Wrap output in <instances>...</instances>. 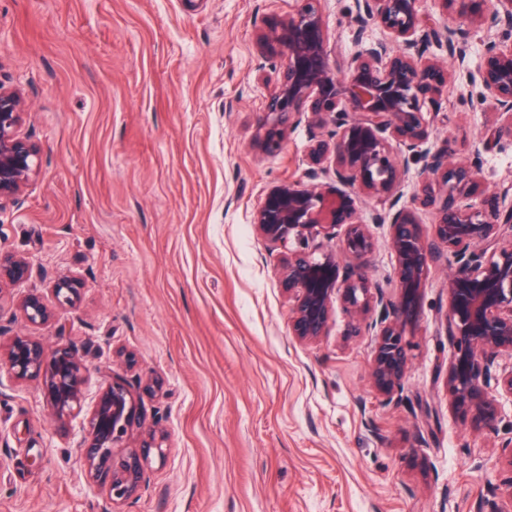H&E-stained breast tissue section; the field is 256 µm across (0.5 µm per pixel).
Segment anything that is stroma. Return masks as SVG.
Listing matches in <instances>:
<instances>
[{"mask_svg":"<svg viewBox=\"0 0 512 512\" xmlns=\"http://www.w3.org/2000/svg\"><path fill=\"white\" fill-rule=\"evenodd\" d=\"M294 5L0 0V83L22 92L21 132L40 151L39 175L0 204V250L44 271L14 294L62 275L82 284L39 327L1 303L0 331L72 341L92 394L111 363L168 446L113 503L86 476L80 421L59 425L38 381L2 378L0 512H473L512 477L499 449L512 397L479 431L435 380L453 352L444 262L406 326L410 403L376 393L371 341L346 335L343 304L317 344L290 335L280 252L253 221L274 188L304 181L309 141L301 126L276 154L256 142L277 73L254 42ZM354 10L328 0L331 53L354 51ZM460 90L449 85L429 145L449 138L469 156L488 114Z\"/></svg>","mask_w":512,"mask_h":512,"instance_id":"35a3bbf8","label":"stroma"}]
</instances>
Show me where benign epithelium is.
Segmentation results:
<instances>
[{"label":"benign epithelium","instance_id":"obj_1","mask_svg":"<svg viewBox=\"0 0 512 512\" xmlns=\"http://www.w3.org/2000/svg\"><path fill=\"white\" fill-rule=\"evenodd\" d=\"M287 16L264 24L258 54L278 68L256 137L263 150L281 149L285 131H308V183L275 188L256 212L254 224L266 241L285 249L284 289L293 301L290 335L313 343L325 335L335 302L350 315L347 335L372 337L371 375L386 400L404 390L410 341L404 327L415 314L430 264L446 253L448 341L452 359L443 381L448 408L478 430L498 421L497 395L512 397V371L496 378L491 368L512 356V181L490 189L474 153L455 160L450 141L425 147L434 110L448 94L454 67L466 70L469 87L461 102L489 104L492 119L480 141L490 149L512 145V0H436L448 15L439 26L421 0H355L356 50L330 62L323 19L325 0H296ZM381 28L388 40L371 42ZM484 35L483 60L466 67L468 38ZM444 48L450 64L430 53ZM25 104L0 84V202L18 195L39 172V148L21 135ZM417 164L410 202H401L410 164ZM378 206L362 213L357 199ZM434 218V235L422 231L421 213ZM371 224L390 227L398 297L370 279L376 248ZM341 241V251L318 239ZM347 258L340 277L339 254ZM43 275L27 257L0 252V300L6 287ZM81 284L56 277L47 295L28 293L14 306L34 326L52 317L51 303L72 305ZM0 368L15 382H41L47 406L61 423L87 413L80 448L87 475L112 501L135 495L147 470L164 464L166 434L141 420L137 396L112 365L98 367L103 380L84 411L87 366L78 349L59 341L45 346L28 336L0 342Z\"/></svg>","mask_w":512,"mask_h":512}]
</instances>
